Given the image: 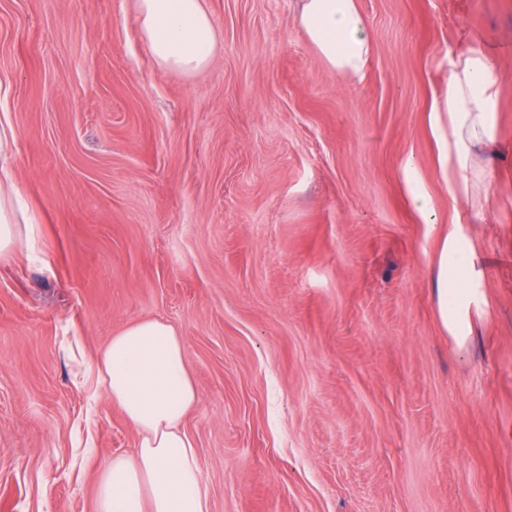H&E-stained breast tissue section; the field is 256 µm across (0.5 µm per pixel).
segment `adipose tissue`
<instances>
[{
	"label": "adipose tissue",
	"instance_id": "1",
	"mask_svg": "<svg viewBox=\"0 0 512 512\" xmlns=\"http://www.w3.org/2000/svg\"><path fill=\"white\" fill-rule=\"evenodd\" d=\"M297 23L324 63L353 82L363 81L373 44L356 0H298ZM141 32L155 60L185 73L205 69L218 30L201 0H135ZM448 85L434 95L430 124L444 146L441 161L448 199H473L491 172L479 157L496 144L499 57L482 44L447 57ZM10 186L0 193V256L31 242L33 226ZM439 319L458 347L471 340L470 310L481 295L462 225L452 224L432 269ZM98 383L137 434L132 455L113 458L99 476L97 512H210L193 444L182 429L199 393L175 328L160 319L127 326L93 364Z\"/></svg>",
	"mask_w": 512,
	"mask_h": 512
}]
</instances>
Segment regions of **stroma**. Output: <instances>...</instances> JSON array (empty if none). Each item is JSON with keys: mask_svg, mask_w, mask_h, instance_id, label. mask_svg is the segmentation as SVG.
Segmentation results:
<instances>
[{"mask_svg": "<svg viewBox=\"0 0 512 512\" xmlns=\"http://www.w3.org/2000/svg\"><path fill=\"white\" fill-rule=\"evenodd\" d=\"M204 3L221 39L187 74L134 0H0L6 162L37 222L0 258V512H96L137 435L89 366L152 318L199 392L211 512H512V58L480 214L449 202L429 121L447 54L512 35V0H358L357 84L298 0ZM456 218L484 300L464 349L430 274ZM413 201L423 223L436 224L437 213L430 195L417 183L412 187Z\"/></svg>", "mask_w": 512, "mask_h": 512, "instance_id": "1", "label": "stroma"}]
</instances>
